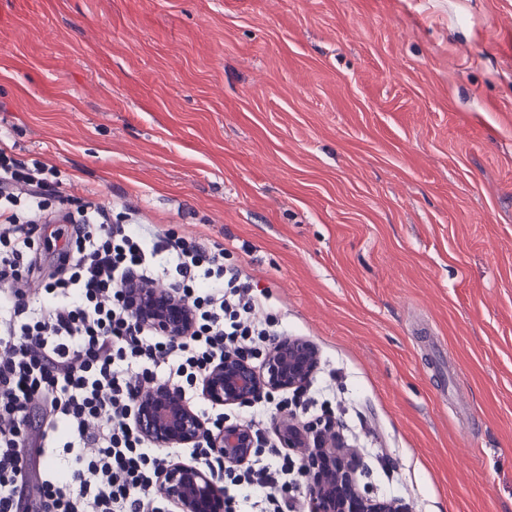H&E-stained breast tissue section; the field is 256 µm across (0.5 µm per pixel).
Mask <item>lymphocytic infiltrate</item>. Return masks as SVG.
<instances>
[{"label":"lymphocytic infiltrate","mask_w":512,"mask_h":512,"mask_svg":"<svg viewBox=\"0 0 512 512\" xmlns=\"http://www.w3.org/2000/svg\"><path fill=\"white\" fill-rule=\"evenodd\" d=\"M56 194L51 169L0 148V512H170L160 486L179 459L214 477L224 512H301L302 461L264 427L280 413L334 423L335 372L322 401L301 391L252 404L242 419L255 441L245 469L205 441L158 447L136 424L138 400L168 385L192 401L225 355L264 354L279 319L266 292L225 264L223 246L113 223L111 209L90 199L64 217L69 266L43 280L36 225ZM131 281L172 286L191 310L187 332L162 336L136 319Z\"/></svg>","instance_id":"lymphocytic-infiltrate-1"}]
</instances>
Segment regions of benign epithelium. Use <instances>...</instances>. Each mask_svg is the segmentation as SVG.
<instances>
[{"instance_id": "benign-epithelium-1", "label": "benign epithelium", "mask_w": 512, "mask_h": 512, "mask_svg": "<svg viewBox=\"0 0 512 512\" xmlns=\"http://www.w3.org/2000/svg\"><path fill=\"white\" fill-rule=\"evenodd\" d=\"M150 321L166 336L181 334L187 324L184 315L175 319L160 311L152 314ZM315 363L316 354L308 342L281 340L260 368L241 357L224 356V362L205 376L204 393L216 404L238 405L253 401L265 390H300L311 379ZM138 407L139 427L160 447L206 440L222 450L227 462L244 463L251 456L254 441L248 428L225 425L217 432L208 429L171 389L152 392ZM277 434L288 449H304L308 512H411L395 502H376L361 491L352 463L354 449L331 426L300 424L284 416L278 421ZM163 495L181 512H220L210 476L188 466L165 472Z\"/></svg>"}]
</instances>
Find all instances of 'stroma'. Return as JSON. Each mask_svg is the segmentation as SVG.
I'll return each instance as SVG.
<instances>
[{
    "label": "stroma",
    "mask_w": 512,
    "mask_h": 512,
    "mask_svg": "<svg viewBox=\"0 0 512 512\" xmlns=\"http://www.w3.org/2000/svg\"><path fill=\"white\" fill-rule=\"evenodd\" d=\"M224 245L370 498L512 512V0H0V146Z\"/></svg>",
    "instance_id": "obj_1"
}]
</instances>
